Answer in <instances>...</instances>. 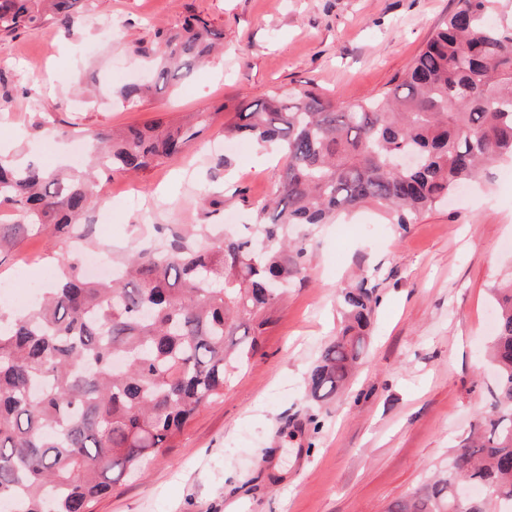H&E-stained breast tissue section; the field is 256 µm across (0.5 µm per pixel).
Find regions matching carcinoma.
I'll list each match as a JSON object with an SVG mask.
<instances>
[{"mask_svg": "<svg viewBox=\"0 0 512 512\" xmlns=\"http://www.w3.org/2000/svg\"><path fill=\"white\" fill-rule=\"evenodd\" d=\"M78 2L0 0V32L68 28ZM218 38L191 15L136 52L165 84L205 62ZM155 91L131 83L120 94L133 104ZM220 115L224 137L274 148L284 160L277 193L255 211L253 233L199 246L192 226L131 250L105 280L86 277L69 257L62 278L32 307L0 313V510L92 512L113 484L176 447L256 350L257 339L242 348L236 336L265 326L288 287L305 278L306 247L288 237L289 226L332 224L375 205L404 227L512 159V0H456L401 80L357 103L300 89L224 114L94 132L93 167L81 175L0 157V205H11L28 227L71 232L94 204V168L146 170L180 154ZM401 153L417 156V165L398 168ZM492 293L498 384L490 410L452 470L390 512H491L493 504L512 512V277ZM378 304L365 279L341 290L344 325L306 377L313 399L343 389ZM461 480L483 488V498L457 502Z\"/></svg>", "mask_w": 512, "mask_h": 512, "instance_id": "cac0c4a2", "label": "carcinoma"}]
</instances>
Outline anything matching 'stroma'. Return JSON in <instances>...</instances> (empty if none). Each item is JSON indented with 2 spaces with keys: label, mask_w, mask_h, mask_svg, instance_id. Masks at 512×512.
Segmentation results:
<instances>
[{
  "label": "stroma",
  "mask_w": 512,
  "mask_h": 512,
  "mask_svg": "<svg viewBox=\"0 0 512 512\" xmlns=\"http://www.w3.org/2000/svg\"><path fill=\"white\" fill-rule=\"evenodd\" d=\"M456 0H79L71 28L19 30L0 48V151L56 169L76 129L99 131L234 111L267 94L317 87L345 103L394 86ZM198 14L222 50L136 104L119 91L152 79L136 53ZM213 122L179 158L105 173L93 246L120 259L157 226L203 224L204 242L250 223L283 162ZM234 202L210 214L201 191ZM305 240L307 272L263 326L258 349L186 426L176 448L114 484L93 512H387L446 468L487 409L497 375L490 290L512 271V162L406 227L370 207ZM74 246L43 227L0 254V283L46 288ZM364 277L380 304L348 388L308 398L305 376L335 336L336 293Z\"/></svg>",
  "instance_id": "1"
}]
</instances>
